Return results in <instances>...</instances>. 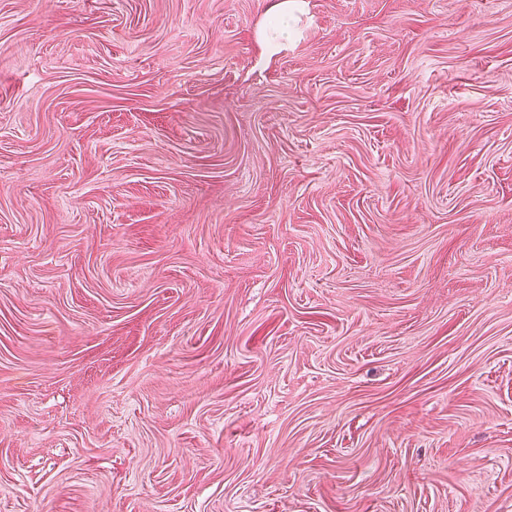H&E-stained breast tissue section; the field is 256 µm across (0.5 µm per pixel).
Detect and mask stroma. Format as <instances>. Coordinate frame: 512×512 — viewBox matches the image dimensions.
<instances>
[{
  "mask_svg": "<svg viewBox=\"0 0 512 512\" xmlns=\"http://www.w3.org/2000/svg\"><path fill=\"white\" fill-rule=\"evenodd\" d=\"M0 0V512H512V0ZM304 8V1L280 0L274 6L272 13L273 22L269 23L268 29L261 34L265 45L274 52H279L288 45L293 36L292 22L296 19L295 13L301 12Z\"/></svg>",
  "mask_w": 512,
  "mask_h": 512,
  "instance_id": "stroma-1",
  "label": "stroma"
}]
</instances>
